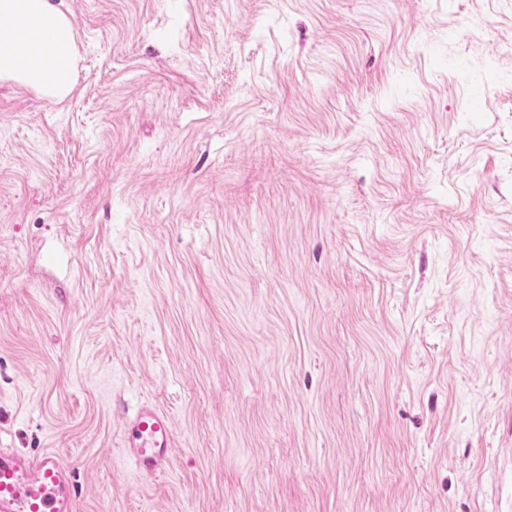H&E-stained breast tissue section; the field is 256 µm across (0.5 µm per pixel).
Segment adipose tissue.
I'll use <instances>...</instances> for the list:
<instances>
[{
	"mask_svg": "<svg viewBox=\"0 0 512 512\" xmlns=\"http://www.w3.org/2000/svg\"><path fill=\"white\" fill-rule=\"evenodd\" d=\"M77 55L72 18L51 0H0V79L38 85L52 100L73 89ZM51 71V81L36 77Z\"/></svg>",
	"mask_w": 512,
	"mask_h": 512,
	"instance_id": "obj_1",
	"label": "adipose tissue"
}]
</instances>
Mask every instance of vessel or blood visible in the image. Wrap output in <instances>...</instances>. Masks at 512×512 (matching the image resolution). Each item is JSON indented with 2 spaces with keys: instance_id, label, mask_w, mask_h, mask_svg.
Masks as SVG:
<instances>
[{
  "instance_id": "obj_1",
  "label": "vessel or blood",
  "mask_w": 512,
  "mask_h": 512,
  "mask_svg": "<svg viewBox=\"0 0 512 512\" xmlns=\"http://www.w3.org/2000/svg\"><path fill=\"white\" fill-rule=\"evenodd\" d=\"M123 442L138 472L162 474L174 446L171 416L141 404L124 423ZM0 512H77L71 466L50 451L0 448Z\"/></svg>"
}]
</instances>
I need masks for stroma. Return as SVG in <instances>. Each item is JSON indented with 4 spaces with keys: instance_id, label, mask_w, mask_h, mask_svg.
<instances>
[{
    "instance_id": "stroma-1",
    "label": "stroma",
    "mask_w": 512,
    "mask_h": 512,
    "mask_svg": "<svg viewBox=\"0 0 512 512\" xmlns=\"http://www.w3.org/2000/svg\"><path fill=\"white\" fill-rule=\"evenodd\" d=\"M52 2L72 93L0 80V448L78 512H512V0ZM124 453L145 475L162 474L174 448L171 416L151 402L141 404L124 423Z\"/></svg>"
}]
</instances>
